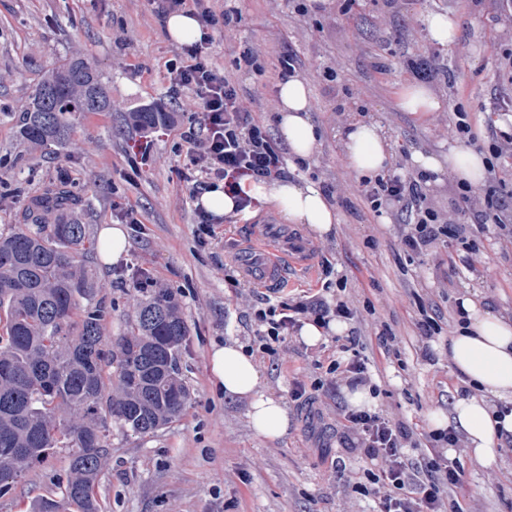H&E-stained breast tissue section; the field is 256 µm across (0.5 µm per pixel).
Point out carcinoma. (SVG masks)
Masks as SVG:
<instances>
[{
	"label": "carcinoma",
	"mask_w": 512,
	"mask_h": 512,
	"mask_svg": "<svg viewBox=\"0 0 512 512\" xmlns=\"http://www.w3.org/2000/svg\"><path fill=\"white\" fill-rule=\"evenodd\" d=\"M108 106L97 70L77 59L38 82L18 133L33 148L54 151L68 141L74 113ZM127 118L137 130H153L172 113L140 109ZM80 202L74 186L51 184L23 224L0 234V493L51 449H69L60 497L36 498L31 512H101L95 487L109 455L108 421L151 434L189 400L180 378L187 327L170 292L147 293L130 333L106 353L85 225L71 217ZM108 359L116 371L107 396Z\"/></svg>",
	"instance_id": "cac0c4a2"
}]
</instances>
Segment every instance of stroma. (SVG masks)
Listing matches in <instances>:
<instances>
[{
  "label": "stroma",
  "mask_w": 512,
  "mask_h": 512,
  "mask_svg": "<svg viewBox=\"0 0 512 512\" xmlns=\"http://www.w3.org/2000/svg\"><path fill=\"white\" fill-rule=\"evenodd\" d=\"M242 20L216 37L209 50L211 64L239 69L245 99L262 100L258 118L271 136H278L279 81L270 75L282 56L298 59L296 78L306 80L311 112L320 139L304 163L288 158V177L315 187L342 181L344 189L331 198L339 226L327 237L309 225L298 230L312 241L310 273L289 269L271 300L294 290L337 294L339 283L354 288L359 305L374 306L363 322L350 323L347 333L362 336L361 355L376 366L377 410L395 415L420 432L429 418L449 413L455 395L465 390L449 358L447 336L433 346L434 360L422 356V344L411 330L421 298L432 295L440 325L461 296L472 295L495 307L512 300V257L486 251L482 280L463 275L464 252L446 285L433 281L437 257L405 253L387 224L360 195V178L348 164L346 132L334 121L336 97L350 94L364 121L376 124L390 157L406 153V172L417 169L416 155H444L455 143L440 136L452 112L468 113L473 149L483 150L491 135L495 107L512 104V82L501 77L496 58L512 46L505 17L489 11L480 0H353L341 11L332 0L327 11L299 16L289 0H237ZM446 12L456 19L453 43L433 40L425 17ZM260 54L264 73L238 68L245 48ZM149 0H0V194L13 204L0 209V232L22 222L33 198L51 184L68 180L77 186L76 210L89 241L104 224H124L122 214L134 210L137 223L124 224L130 241L118 264L102 265L96 250L87 262L98 276L97 298L107 308L103 334L112 341L126 335L138 299V273L156 280L175 296L188 327L180 363L189 401L182 416L156 433L141 436L111 424L110 455L95 489L103 512H340L346 472L332 462L341 453L334 419L318 418L317 404L294 400L295 376L315 374L312 356L339 357L334 331L319 344L287 337L275 355L257 357L263 390L282 397L289 417L284 437L257 435L247 417L248 403L224 396L211 374L210 352L235 339L256 343L251 298L242 296L247 282L234 259L237 244L249 240L254 224L266 214L286 222L280 208L261 197L245 211L216 218L212 244L201 245L196 202L182 178L187 143L177 131L163 128L152 135L150 153L141 157L127 148L136 131L125 114L144 104H160L182 127L196 119L186 97L175 94L166 64L178 52ZM437 54L448 71L447 82L431 87L443 105L427 115L404 111L400 97L416 79L408 61ZM92 59L111 102V110L77 113L67 148L41 153L19 137L17 119L43 75L72 57ZM335 69L337 81L324 77ZM392 328L403 334L399 356L384 357L376 333ZM469 494L483 499L489 512H512V450L502 449L495 468L463 457ZM67 453L54 449L30 468L19 483L0 494V512H29L36 495L58 492L66 479Z\"/></svg>",
  "instance_id": "obj_1"
}]
</instances>
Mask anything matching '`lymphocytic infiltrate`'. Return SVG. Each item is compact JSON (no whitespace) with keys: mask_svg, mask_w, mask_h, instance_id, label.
Here are the masks:
<instances>
[{"mask_svg":"<svg viewBox=\"0 0 512 512\" xmlns=\"http://www.w3.org/2000/svg\"><path fill=\"white\" fill-rule=\"evenodd\" d=\"M236 0H152L160 18L175 12L190 13L197 21L198 41L181 47L167 63V78L174 91L192 98L202 115L199 127L182 137L189 145L191 194H199L209 182L226 180L228 174L244 171L256 180L282 176L287 171L284 151L256 119L261 101L242 104V88L236 71L220 70L209 61L208 49L216 33L241 20ZM487 171L490 187L476 191L452 181L448 196L441 199L429 192L433 175L396 172L362 181V194L374 212H387L404 251L416 256L435 255L441 244L454 241L467 255L465 276L479 279L483 265L476 238L488 234L493 249L512 251V193L497 194L505 163L512 161V130H493L488 145ZM248 294L257 299L253 308L258 327L259 349L275 352L276 344L298 332L304 321L328 325L360 319L353 298L325 296L300 291L273 302L262 298L257 286ZM372 382L367 359L352 354L330 361L324 378L313 383L294 379L292 396L302 399L307 388L335 392ZM331 414L340 429L339 443L351 459L362 463L360 477L349 482L346 494L374 499V512H480L471 499L463 498L465 473L449 459V450L463 451V434L443 429L428 434L370 409L336 404Z\"/></svg>","mask_w":512,"mask_h":512,"instance_id":"f902f5d3","label":"lymphocytic infiltrate"}]
</instances>
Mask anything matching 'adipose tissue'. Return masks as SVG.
Here are the masks:
<instances>
[{
  "instance_id": "obj_1",
  "label": "adipose tissue",
  "mask_w": 512,
  "mask_h": 512,
  "mask_svg": "<svg viewBox=\"0 0 512 512\" xmlns=\"http://www.w3.org/2000/svg\"><path fill=\"white\" fill-rule=\"evenodd\" d=\"M281 107L278 129L296 159L308 158L317 143V130L309 115V90L303 80L291 79L278 92ZM347 158L357 173L383 170L388 155L375 125L359 124L347 136ZM424 168L437 171L441 166L452 169L460 181L479 187L486 176V163L479 152L459 145L449 148L447 164L433 156L417 155ZM251 194L272 200L287 214L289 221L306 224L318 233L329 234L337 222L336 213L323 194L312 184L283 180L272 185L251 187ZM467 314L464 328L448 342L453 368L465 384L481 389L482 397L459 396L449 414H435V427L446 426L463 433L474 453L488 466H495L502 433H512V414L504 415L491 407V400L512 404V322L478 301L465 297L460 301ZM211 371L225 395L248 401V417L253 429L269 439L288 431V410L281 398L260 388L261 373L252 356L236 340L213 349Z\"/></svg>"
}]
</instances>
